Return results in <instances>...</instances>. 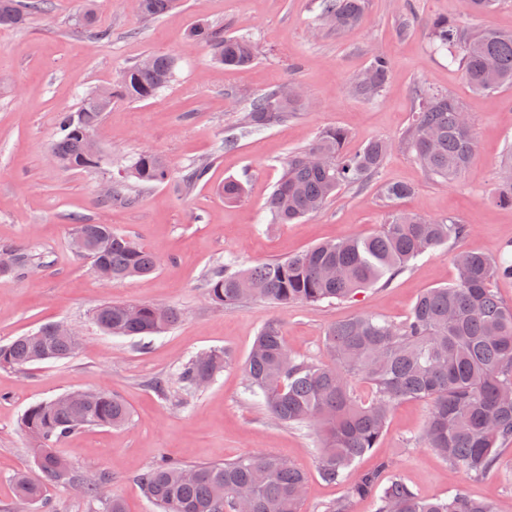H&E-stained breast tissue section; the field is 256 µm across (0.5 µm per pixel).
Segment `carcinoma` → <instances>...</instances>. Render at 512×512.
<instances>
[{"instance_id":"carcinoma-1","label":"carcinoma","mask_w":512,"mask_h":512,"mask_svg":"<svg viewBox=\"0 0 512 512\" xmlns=\"http://www.w3.org/2000/svg\"><path fill=\"white\" fill-rule=\"evenodd\" d=\"M177 2L141 0L140 13L159 18ZM44 7L45 0H0V27H21ZM319 8L320 21L342 29L359 20L364 0H319ZM431 30L436 48L453 51L451 61L459 62L474 89L492 92L512 86V33L490 28L467 31L446 19L434 20ZM187 38L210 46L216 63L226 68H243L255 59L249 39L225 36L206 23L193 27ZM150 61L147 68L137 64L124 70L115 86L86 94L76 111L59 113L61 137L50 153L60 167L83 171L101 164V157L88 153L86 134L96 131L112 99L150 100L171 84L177 61L168 55H153ZM388 75L387 58L374 55L353 85V94L376 98ZM298 106L295 89L273 87L246 102L242 128L263 131L286 120ZM462 113L454 99L427 94L406 139L426 173L445 183L464 174L475 157L472 125ZM346 139L344 130L328 129L311 146L288 156L267 202L271 223L312 216L339 190L361 185L379 170L388 143L373 141L348 153ZM169 174L166 158L153 152L139 154L128 167V177L143 185L161 183ZM412 192L400 183L382 187L388 200ZM499 198L512 205V160L501 168ZM74 230L85 235L89 256L103 262L114 281L147 276L157 269L152 252L108 224H76ZM465 235L463 224L396 212L368 237L318 244L244 270L234 269L231 260L218 264L207 273L204 291L224 306L247 298L284 305L342 301L363 288L389 284L412 260ZM497 278H512V265L464 251L456 259L454 282L422 292L405 321L361 315L331 325L325 333L329 362L292 356L278 323L269 322L245 364L248 390L263 398L275 421L314 427L321 443L318 470L328 483L343 482L352 463L376 447L391 409L404 399L430 403L421 437L425 446L449 465L482 478L497 467L500 446L512 441V306L499 301L491 288ZM180 319L177 308L160 304H141L138 314L130 317L127 305L112 301L100 304L94 314L103 331L117 336L158 335ZM78 347L79 337L58 339L45 325L0 345V367L22 370L69 358ZM232 362L230 351L211 350L181 364L177 378L192 393L199 381L213 380ZM355 381L372 385V401L356 399ZM129 419L126 404L102 390L87 398L70 392L30 406L21 426L37 445L33 454L39 474L15 475V496L41 502L45 484H62L68 475L79 477L55 448L58 441L85 427H120ZM386 469L387 463H381L354 487L359 497H375L376 512H493L490 499H473L462 491L427 499L398 477L384 483ZM138 482L161 512H238L235 492L241 489L249 496V512H300L296 492L307 477L284 458L259 453L224 463L155 464L138 476Z\"/></svg>"}]
</instances>
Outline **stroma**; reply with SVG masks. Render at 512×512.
I'll return each mask as SVG.
<instances>
[{
  "mask_svg": "<svg viewBox=\"0 0 512 512\" xmlns=\"http://www.w3.org/2000/svg\"><path fill=\"white\" fill-rule=\"evenodd\" d=\"M315 0H182L150 20L133 0H48L45 14L22 29L0 28V247L32 251L21 277L0 273V344L48 324L76 327L82 336L72 357L23 370L0 368V512H13L11 479L35 472L31 445L20 428L30 406L75 390L104 389L122 399L131 417L121 428L89 427L59 442L78 472L105 476L108 491L126 512H158L136 482L146 468L233 461L273 453L308 477L301 512H323L345 500L348 512H375L372 499L352 489L359 478L388 461L426 498L462 490L488 498L494 512H512V443L503 444L498 467L480 479L467 477L420 440L427 401L406 399L392 409L377 448L358 459L344 482L330 484L317 471L320 441L314 430L271 419L247 388L245 361L260 329L278 322L289 351L326 359L328 326L370 314L395 323L406 319L426 289L451 284L453 257L476 249L512 261V205L498 198L499 169L512 155V88L473 91L459 64L436 49L431 22L459 21L470 30L512 32V0L495 10L463 15L460 0H365L354 26L336 30L315 24ZM94 27L80 24L86 7ZM205 22L232 36L252 37L254 62L224 69L210 47L191 45L186 33ZM105 29L101 40L96 30ZM385 53L389 79L374 100L351 93L373 52ZM178 61L174 82L147 101L116 99L95 132L100 169L68 171L49 155L58 137L56 116L79 107L84 93L114 83L120 73L153 54ZM274 86L298 87L302 105L286 122L261 132L238 131L244 104ZM443 93L471 117L475 161L460 179L442 183L428 176L403 145L424 93ZM330 128L347 131L345 147L356 151L383 140L393 149L363 185L339 190L316 215L273 224L266 206L291 152L308 147ZM237 130L224 145V134ZM163 155L169 177L149 187L124 174L140 153ZM209 161L204 180L182 181L185 167ZM125 180L127 199L103 202L107 181ZM240 180L241 198L225 201V181ZM412 187L392 203L380 198L386 183ZM417 212L467 225L469 235L449 240L412 261L391 284L358 291L343 301L279 305L247 300L232 307L212 303L202 284L215 263L236 260L245 269L286 257L315 244L369 236L391 211ZM108 224L134 237L158 259L155 273L118 282L100 280L91 261L70 245L76 222ZM105 301L177 307L181 322L144 339L114 336L94 322ZM229 349L236 362L209 385L186 397L176 379L190 356ZM167 382L158 392L154 380ZM107 504L60 485L31 512H106Z\"/></svg>",
  "mask_w": 512,
  "mask_h": 512,
  "instance_id": "obj_1",
  "label": "stroma"
}]
</instances>
